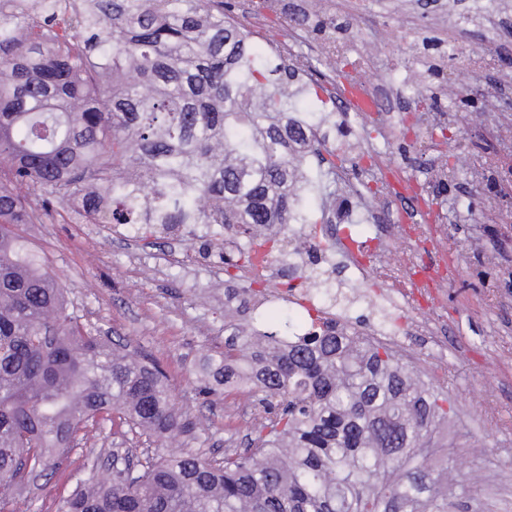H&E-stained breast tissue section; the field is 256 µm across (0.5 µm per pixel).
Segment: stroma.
Here are the masks:
<instances>
[{"label": "stroma", "mask_w": 512, "mask_h": 512, "mask_svg": "<svg viewBox=\"0 0 512 512\" xmlns=\"http://www.w3.org/2000/svg\"><path fill=\"white\" fill-rule=\"evenodd\" d=\"M230 2L257 42L282 36V18L265 0ZM288 8L308 16L296 45L312 62L337 46L355 73L364 46L373 42L383 50L371 55L367 72L381 81L410 76L429 89L425 103L387 95L413 134L382 133L379 115L353 127L405 180L424 186L426 204H441L440 237L455 264L453 280L437 293L440 309L404 301L411 334L403 357L424 381L447 390L455 405L438 426L449 451L429 449L433 465L418 478L417 495L426 500L440 490L448 512H512V212L497 193L501 166L457 168L464 150L512 154V0H498L490 11L482 0H288ZM322 20L332 29L317 31ZM452 45L478 49L484 68L461 69L448 54ZM439 125L447 129L445 149L427 152L420 137ZM23 232L65 283L77 315L112 342L162 362L189 417L206 423L183 451L245 447L253 434L248 394L198 392L206 382L203 360L224 350V294L240 282L226 279L217 254L198 248L191 258L172 257L188 233L205 234L203 225L159 232L149 246L99 224L76 223L67 212L50 224L25 225ZM340 264L336 258L317 269L331 274L341 312L364 327L381 324L391 303L402 301L390 287L396 266H373L367 283L353 288ZM424 321L434 322L433 334L421 335ZM439 349L448 353L443 368L431 359ZM116 440L110 428L92 432L50 480H39L31 512H57L61 495L88 478Z\"/></svg>", "instance_id": "obj_1"}]
</instances>
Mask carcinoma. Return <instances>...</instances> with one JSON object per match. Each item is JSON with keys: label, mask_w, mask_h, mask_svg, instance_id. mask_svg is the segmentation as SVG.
I'll return each mask as SVG.
<instances>
[{"label": "carcinoma", "mask_w": 512, "mask_h": 512, "mask_svg": "<svg viewBox=\"0 0 512 512\" xmlns=\"http://www.w3.org/2000/svg\"><path fill=\"white\" fill-rule=\"evenodd\" d=\"M224 0H0V512H21L32 474L54 475L87 431L125 441L59 512H396L417 503L448 397L393 348L320 315L257 328L224 301V357L255 437L224 456L170 453L195 424L160 362L112 347L70 312L67 288L19 227L79 202L76 219L146 238L212 228L224 274L287 240L313 187L290 144V99L312 69L283 40L261 49ZM336 194L303 224H325ZM240 246L224 249L223 237Z\"/></svg>", "instance_id": "cac0c4a2"}]
</instances>
